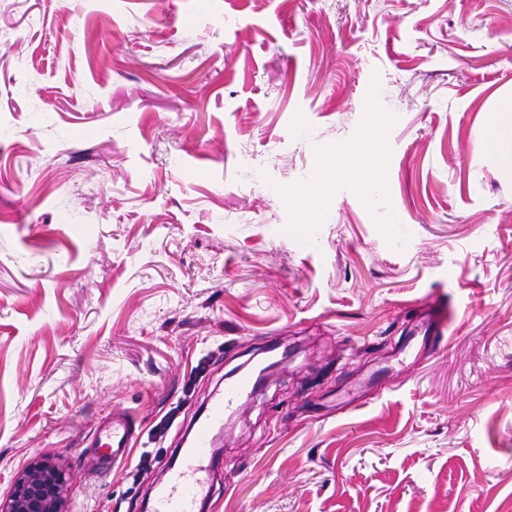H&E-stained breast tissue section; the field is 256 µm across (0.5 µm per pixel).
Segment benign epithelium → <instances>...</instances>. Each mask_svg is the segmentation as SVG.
I'll use <instances>...</instances> for the list:
<instances>
[{"mask_svg":"<svg viewBox=\"0 0 512 512\" xmlns=\"http://www.w3.org/2000/svg\"><path fill=\"white\" fill-rule=\"evenodd\" d=\"M70 501L65 462L37 455L15 474L0 512H71Z\"/></svg>","mask_w":512,"mask_h":512,"instance_id":"1","label":"benign epithelium"}]
</instances>
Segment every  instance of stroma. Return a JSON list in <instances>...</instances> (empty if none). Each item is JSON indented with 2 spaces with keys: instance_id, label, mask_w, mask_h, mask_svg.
Returning a JSON list of instances; mask_svg holds the SVG:
<instances>
[{
  "instance_id": "obj_1",
  "label": "stroma",
  "mask_w": 512,
  "mask_h": 512,
  "mask_svg": "<svg viewBox=\"0 0 512 512\" xmlns=\"http://www.w3.org/2000/svg\"><path fill=\"white\" fill-rule=\"evenodd\" d=\"M510 93L512 0H0V495L41 454L73 512H142L277 345L201 512H512V179L476 151ZM368 127L379 191L301 225ZM115 405L142 429L97 482ZM447 331V318L444 313L432 315L431 322L427 325L419 351L428 354L436 349L437 344L444 338Z\"/></svg>"
}]
</instances>
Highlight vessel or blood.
<instances>
[{
  "label": "vessel or blood",
  "instance_id": "vessel-or-blood-1",
  "mask_svg": "<svg viewBox=\"0 0 512 512\" xmlns=\"http://www.w3.org/2000/svg\"><path fill=\"white\" fill-rule=\"evenodd\" d=\"M447 330L445 315L434 316L427 325L421 350L430 353ZM259 389V380L252 373L242 372L228 377L224 390L210 400L205 416L197 425L186 448L181 451L180 466L173 470L163 490L156 497L153 512H196L200 496L210 475L212 431L223 426L228 414L242 410ZM139 431L137 420L120 407L113 408L94 432L90 445L99 453L103 465L93 476L104 479L111 475L115 462L128 459Z\"/></svg>",
  "mask_w": 512,
  "mask_h": 512
}]
</instances>
